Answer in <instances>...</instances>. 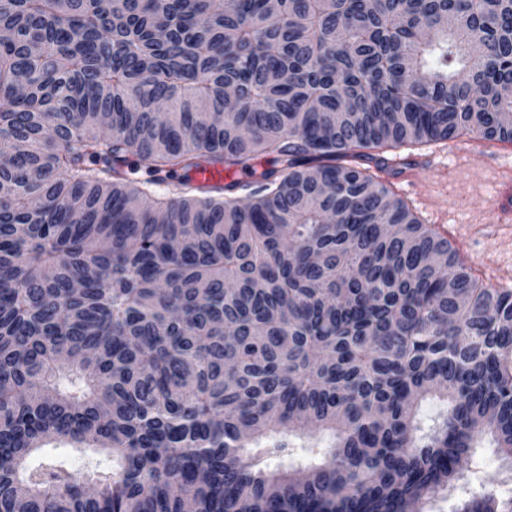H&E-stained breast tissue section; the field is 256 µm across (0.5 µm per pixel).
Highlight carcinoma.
<instances>
[{"label": "carcinoma", "instance_id": "1", "mask_svg": "<svg viewBox=\"0 0 512 512\" xmlns=\"http://www.w3.org/2000/svg\"><path fill=\"white\" fill-rule=\"evenodd\" d=\"M0 32V512H426L484 435L512 460V289L377 175L512 143V0H0ZM192 173L193 183L201 186H222L226 179L222 165H203Z\"/></svg>", "mask_w": 512, "mask_h": 512}]
</instances>
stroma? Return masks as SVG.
Masks as SVG:
<instances>
[{"mask_svg":"<svg viewBox=\"0 0 512 512\" xmlns=\"http://www.w3.org/2000/svg\"><path fill=\"white\" fill-rule=\"evenodd\" d=\"M406 175L381 178L418 217L435 226L459 251L473 274L493 288H512V236L492 224L490 200L502 164L512 165V145L461 136L398 149ZM503 455L489 438L471 451L467 484L454 496L434 502L433 512H456L481 484L502 482Z\"/></svg>","mask_w":512,"mask_h":512,"instance_id":"35a3bbf8","label":"stroma"}]
</instances>
